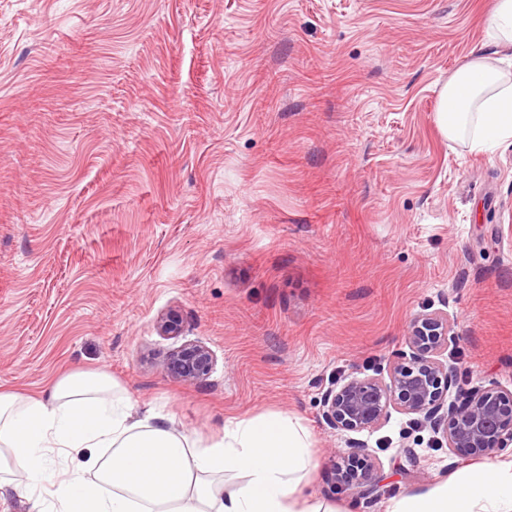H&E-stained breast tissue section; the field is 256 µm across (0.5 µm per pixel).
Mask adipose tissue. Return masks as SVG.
Wrapping results in <instances>:
<instances>
[{
    "label": "adipose tissue",
    "mask_w": 512,
    "mask_h": 512,
    "mask_svg": "<svg viewBox=\"0 0 512 512\" xmlns=\"http://www.w3.org/2000/svg\"><path fill=\"white\" fill-rule=\"evenodd\" d=\"M443 136L483 147L512 140V83L474 55L439 93ZM88 459L71 464L73 451ZM309 434L281 412L228 420L222 432L176 428L104 370H74L37 399L0 391V505L37 512H331L308 491ZM461 470L406 492L388 512H512V461Z\"/></svg>",
    "instance_id": "adipose-tissue-1"
}]
</instances>
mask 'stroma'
<instances>
[{"mask_svg":"<svg viewBox=\"0 0 512 512\" xmlns=\"http://www.w3.org/2000/svg\"><path fill=\"white\" fill-rule=\"evenodd\" d=\"M493 4L0 0V390L103 369L190 431L291 414L336 512L460 470L395 411L357 437L384 494L354 501L320 399L387 376L434 311L460 387L512 390V145L436 123ZM171 309L204 384L159 369Z\"/></svg>","mask_w":512,"mask_h":512,"instance_id":"stroma-1","label":"stroma"}]
</instances>
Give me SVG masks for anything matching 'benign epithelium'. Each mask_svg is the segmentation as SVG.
Wrapping results in <instances>:
<instances>
[{
    "mask_svg": "<svg viewBox=\"0 0 512 512\" xmlns=\"http://www.w3.org/2000/svg\"><path fill=\"white\" fill-rule=\"evenodd\" d=\"M157 329L163 336H180V314L171 310L162 315ZM451 338L448 314L434 311L414 317L406 336L409 352L393 362L388 379L352 377L329 387L321 398V420L338 432L361 433L380 427L398 410L443 435L451 454L461 460L492 458L512 447V391L484 385L459 388L454 370L440 360ZM213 365L207 346L189 342L172 350L161 371L201 385ZM331 475L347 480L355 499L373 503L383 493L374 462L356 442L333 456Z\"/></svg>",
    "mask_w": 512,
    "mask_h": 512,
    "instance_id": "benign-epithelium-1",
    "label": "benign epithelium"
}]
</instances>
